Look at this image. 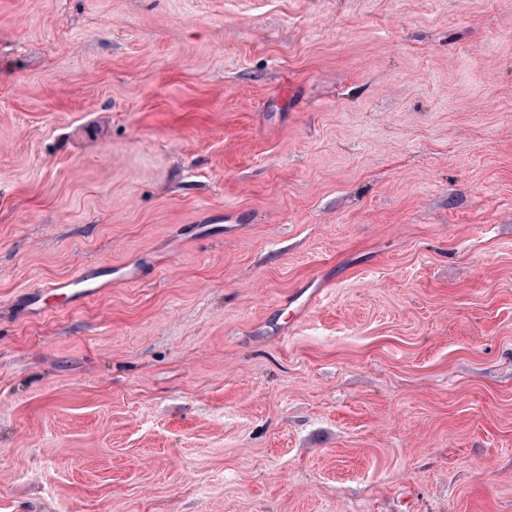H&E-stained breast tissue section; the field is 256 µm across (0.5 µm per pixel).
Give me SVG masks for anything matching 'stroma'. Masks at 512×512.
Masks as SVG:
<instances>
[{
	"mask_svg": "<svg viewBox=\"0 0 512 512\" xmlns=\"http://www.w3.org/2000/svg\"><path fill=\"white\" fill-rule=\"evenodd\" d=\"M0 512H512V0H0ZM108 286L109 285L104 282H99L86 271H82L80 275L57 283L50 288H54V292L59 291L53 295L56 296L61 303L70 304L93 299L102 292V288Z\"/></svg>",
	"mask_w": 512,
	"mask_h": 512,
	"instance_id": "stroma-1",
	"label": "stroma"
}]
</instances>
